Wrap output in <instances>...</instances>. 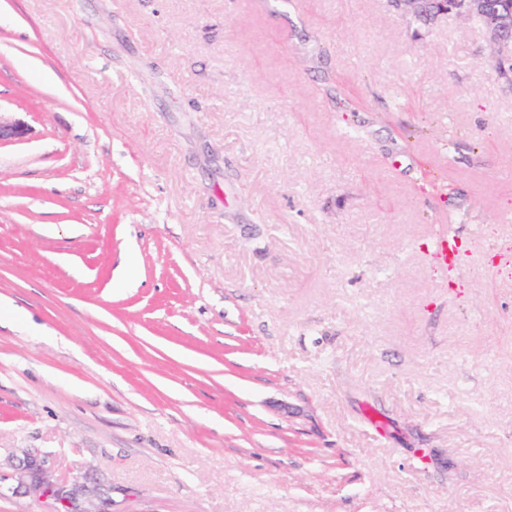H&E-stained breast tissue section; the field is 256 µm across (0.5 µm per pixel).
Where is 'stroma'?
I'll return each mask as SVG.
<instances>
[{
    "label": "stroma",
    "instance_id": "stroma-1",
    "mask_svg": "<svg viewBox=\"0 0 512 512\" xmlns=\"http://www.w3.org/2000/svg\"><path fill=\"white\" fill-rule=\"evenodd\" d=\"M496 59L392 0H0V463L112 512H512ZM31 470L24 468L22 462L13 467L11 477L0 471V494L2 481L13 479L16 486L13 492L23 490L38 499L52 500L55 512H111L112 488L102 489L98 485H89L79 477L60 479L53 475L45 457L29 455ZM8 477V478H6Z\"/></svg>",
    "mask_w": 512,
    "mask_h": 512
}]
</instances>
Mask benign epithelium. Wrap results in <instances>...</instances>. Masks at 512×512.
I'll return each mask as SVG.
<instances>
[{"instance_id":"1","label":"benign epithelium","mask_w":512,"mask_h":512,"mask_svg":"<svg viewBox=\"0 0 512 512\" xmlns=\"http://www.w3.org/2000/svg\"><path fill=\"white\" fill-rule=\"evenodd\" d=\"M437 8L432 16L456 13L466 18L477 14L481 16V26L485 29L490 42L499 50L498 65L502 74H507L502 53L512 51V0H433ZM27 134V128L20 122L0 120V141L21 139ZM31 469L23 464L13 467L11 479L16 483L15 492L23 491L39 499L51 500L55 512H111L112 488L90 485L82 479H60L53 475L44 457L31 455Z\"/></svg>"}]
</instances>
